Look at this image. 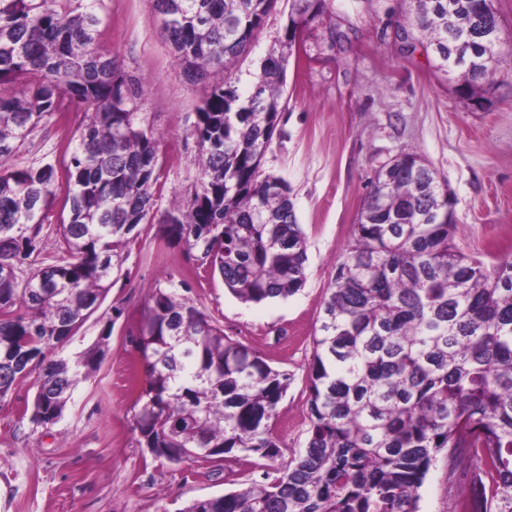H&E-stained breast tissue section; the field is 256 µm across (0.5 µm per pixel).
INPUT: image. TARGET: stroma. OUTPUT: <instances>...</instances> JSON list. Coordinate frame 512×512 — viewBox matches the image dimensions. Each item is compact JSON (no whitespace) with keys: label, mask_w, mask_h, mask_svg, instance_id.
<instances>
[{"label":"stroma","mask_w":512,"mask_h":512,"mask_svg":"<svg viewBox=\"0 0 512 512\" xmlns=\"http://www.w3.org/2000/svg\"><path fill=\"white\" fill-rule=\"evenodd\" d=\"M500 20L501 60L484 108L460 97L433 53H403L397 25L414 27L409 0H327L303 35V51L287 69L288 106L266 153L264 169L291 189L307 239L304 286L261 304L235 298L219 276L195 275L197 251L158 243L159 218L199 178L194 134L202 86L192 84L161 34L151 0H104L97 46L117 57L139 94L142 117L159 137L155 223L136 229L123 251L122 272L96 311L50 358H72L111 324L109 351L97 371L74 389L51 430L23 419L34 378L17 382L0 403V512H178L193 499L221 496L261 481L270 463L304 452L309 422V364L327 288L351 241L374 173L401 151L417 152L455 200L457 245L492 265L512 259V0H493ZM291 0H277L249 54L235 68L240 90L254 82L261 60L282 34ZM347 35L324 50L329 23ZM70 133L40 123L14 159L26 166L69 156ZM175 285L227 335L251 346L291 384L274 433L279 455L249 456L234 474L213 465H173L138 445L130 407L149 381L129 346L148 288ZM420 512H456L459 485L439 456L419 490Z\"/></svg>","instance_id":"35a3bbf8"}]
</instances>
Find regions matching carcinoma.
<instances>
[{
  "instance_id": "obj_1",
  "label": "carcinoma",
  "mask_w": 512,
  "mask_h": 512,
  "mask_svg": "<svg viewBox=\"0 0 512 512\" xmlns=\"http://www.w3.org/2000/svg\"><path fill=\"white\" fill-rule=\"evenodd\" d=\"M103 0H0V402L39 371L30 423L50 429L96 371L112 322L75 361L46 351L84 325L108 292L112 258L153 221L158 136L138 112L118 60L95 45ZM417 29L442 61L471 66L465 97L485 99L500 52H482L499 17L475 0H414ZM299 0L243 93L232 70L265 24L271 0H153L162 35L206 88L193 134L202 148L193 193L161 221L160 238L200 252L243 303L296 294L307 240L288 184L264 157L288 103L294 33L324 14ZM81 112L67 165L57 253L41 255L56 205V165L18 167L28 136ZM380 167L324 300L309 370L305 452L265 481L180 512H419L418 490L440 453L463 467L467 512H512V259L463 252L443 220L448 192L414 151ZM137 345L148 387L132 406L140 446L174 464L194 455L273 460V425L290 375L178 294L154 286Z\"/></svg>"
}]
</instances>
